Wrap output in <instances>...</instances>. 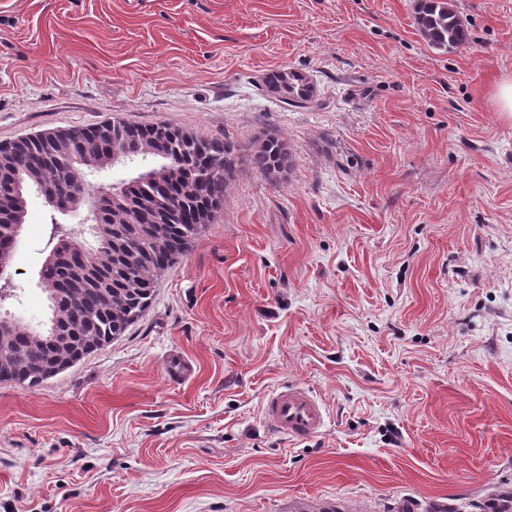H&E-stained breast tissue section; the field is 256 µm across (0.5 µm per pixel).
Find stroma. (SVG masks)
<instances>
[{"instance_id": "35a3bbf8", "label": "stroma", "mask_w": 512, "mask_h": 512, "mask_svg": "<svg viewBox=\"0 0 512 512\" xmlns=\"http://www.w3.org/2000/svg\"><path fill=\"white\" fill-rule=\"evenodd\" d=\"M431 48L417 0H0V142L116 118L292 168L242 167L126 332L35 387L0 383V512H375L512 482V0H453ZM302 72L316 103L262 92ZM37 195L9 308L47 314ZM194 372L167 374L173 356ZM321 399L307 441L265 397ZM416 24L431 47L449 51L468 41V33L451 1L419 0ZM492 101L497 112L504 114L512 120V78H503L492 92ZM245 160L263 175L280 177L288 173L291 163L287 145L275 137L265 138L256 147L250 149ZM263 416L269 431L293 440L318 435L326 418L322 402L298 385H284L270 393L263 403Z\"/></svg>"}]
</instances>
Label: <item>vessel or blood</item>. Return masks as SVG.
I'll return each mask as SVG.
<instances>
[{
    "instance_id": "vessel-or-blood-1",
    "label": "vessel or blood",
    "mask_w": 512,
    "mask_h": 512,
    "mask_svg": "<svg viewBox=\"0 0 512 512\" xmlns=\"http://www.w3.org/2000/svg\"><path fill=\"white\" fill-rule=\"evenodd\" d=\"M263 416L269 431L293 440L318 435L326 418L322 402L298 385H285L270 393L263 403Z\"/></svg>"
}]
</instances>
